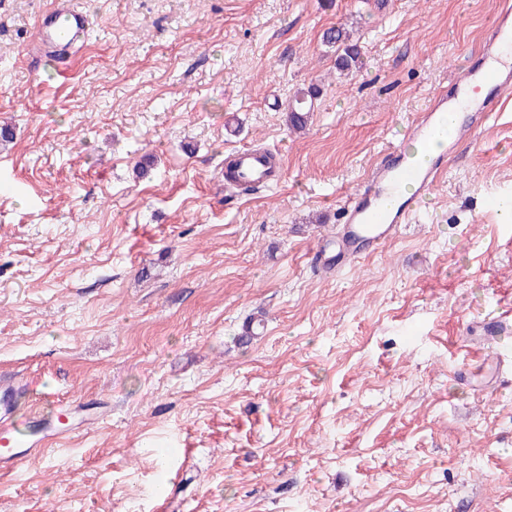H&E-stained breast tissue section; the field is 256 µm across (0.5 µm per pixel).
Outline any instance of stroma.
I'll use <instances>...</instances> for the list:
<instances>
[{"label":"stroma","mask_w":512,"mask_h":512,"mask_svg":"<svg viewBox=\"0 0 512 512\" xmlns=\"http://www.w3.org/2000/svg\"><path fill=\"white\" fill-rule=\"evenodd\" d=\"M79 2L96 29L57 63L35 49L54 0H0V375L21 415L81 407L0 472V512H512V362L455 378L489 349L466 322L512 307L488 205L512 197V99L411 224L311 267L500 0ZM340 24L364 60L346 77L321 42ZM242 148L281 180L225 186ZM317 89L309 87L307 90H297L289 99L284 108L289 125L295 130H302L308 120L310 108L306 107V98L316 95Z\"/></svg>","instance_id":"1"}]
</instances>
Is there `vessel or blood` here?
Wrapping results in <instances>:
<instances>
[{
  "label": "vessel or blood",
  "instance_id": "obj_1",
  "mask_svg": "<svg viewBox=\"0 0 512 512\" xmlns=\"http://www.w3.org/2000/svg\"><path fill=\"white\" fill-rule=\"evenodd\" d=\"M92 17L73 6V0H58L39 25L40 50L56 61L76 53L93 28ZM512 47V0L501 6L490 23L481 50V62L472 64L452 92H438L427 108L405 128L400 144L385 148L370 175L354 189L342 212L334 240L316 253L323 272H337L376 251L394 237L420 210L446 170L445 154L421 162L411 157L408 144H427L434 135L445 133L449 148L473 142L502 100L512 97V69L492 65L503 48ZM233 160L242 180L259 185L266 181L267 168L261 152L241 149ZM492 340L512 336V311L485 318ZM22 388L0 377V469H10L33 458L47 438L61 434L60 425L35 430L34 422L17 415V398Z\"/></svg>",
  "mask_w": 512,
  "mask_h": 512
}]
</instances>
